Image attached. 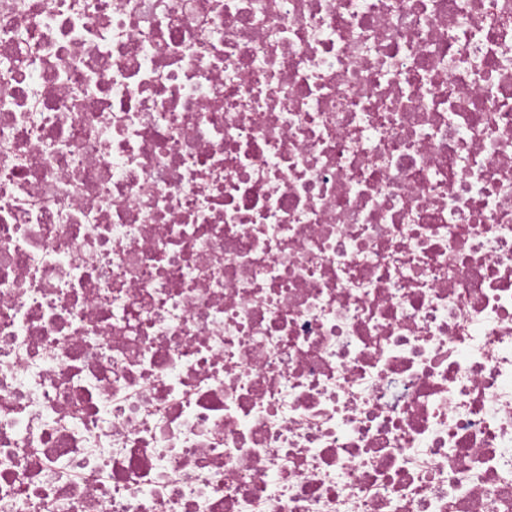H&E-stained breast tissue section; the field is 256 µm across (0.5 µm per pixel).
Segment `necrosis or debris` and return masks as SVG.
I'll return each mask as SVG.
<instances>
[{
  "label": "necrosis or debris",
  "instance_id": "obj_1",
  "mask_svg": "<svg viewBox=\"0 0 512 512\" xmlns=\"http://www.w3.org/2000/svg\"><path fill=\"white\" fill-rule=\"evenodd\" d=\"M0 512H512V0H0Z\"/></svg>",
  "mask_w": 512,
  "mask_h": 512
}]
</instances>
